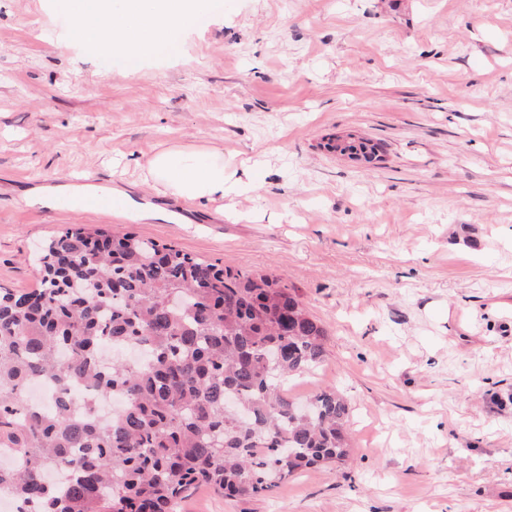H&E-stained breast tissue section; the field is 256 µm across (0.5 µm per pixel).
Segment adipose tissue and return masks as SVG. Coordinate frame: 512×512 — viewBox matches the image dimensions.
Listing matches in <instances>:
<instances>
[{"label": "adipose tissue", "mask_w": 512, "mask_h": 512, "mask_svg": "<svg viewBox=\"0 0 512 512\" xmlns=\"http://www.w3.org/2000/svg\"><path fill=\"white\" fill-rule=\"evenodd\" d=\"M99 32L95 51L135 59L169 42L196 18L197 0H93ZM153 189L190 201H216L235 194L222 163L179 149L155 153L147 163Z\"/></svg>", "instance_id": "adipose-tissue-1"}]
</instances>
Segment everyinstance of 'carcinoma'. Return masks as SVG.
Here are the masks:
<instances>
[{"instance_id":"cac0c4a2","label":"carcinoma","mask_w":512,"mask_h":512,"mask_svg":"<svg viewBox=\"0 0 512 512\" xmlns=\"http://www.w3.org/2000/svg\"><path fill=\"white\" fill-rule=\"evenodd\" d=\"M42 265L39 287L0 293V450L19 458L0 492L26 512H176L192 486L258 496L350 459L338 390L288 398L286 379L323 361L326 329L280 279L84 226L50 239ZM108 342L144 359L103 371ZM35 379L58 386L47 410L26 397ZM99 395L125 411L99 422Z\"/></svg>"}]
</instances>
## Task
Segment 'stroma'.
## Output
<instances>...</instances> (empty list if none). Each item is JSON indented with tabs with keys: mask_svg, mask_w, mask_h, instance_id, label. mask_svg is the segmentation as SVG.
<instances>
[{
	"mask_svg": "<svg viewBox=\"0 0 512 512\" xmlns=\"http://www.w3.org/2000/svg\"><path fill=\"white\" fill-rule=\"evenodd\" d=\"M70 5L0 0V288L35 287L77 225L279 278L327 330L289 397L351 407L348 464L178 512H512V0H202L132 61L57 47ZM337 133L381 161L328 152ZM167 148L254 188L155 192ZM78 182L164 216L25 200Z\"/></svg>",
	"mask_w": 512,
	"mask_h": 512,
	"instance_id": "35a3bbf8",
	"label": "stroma"
}]
</instances>
